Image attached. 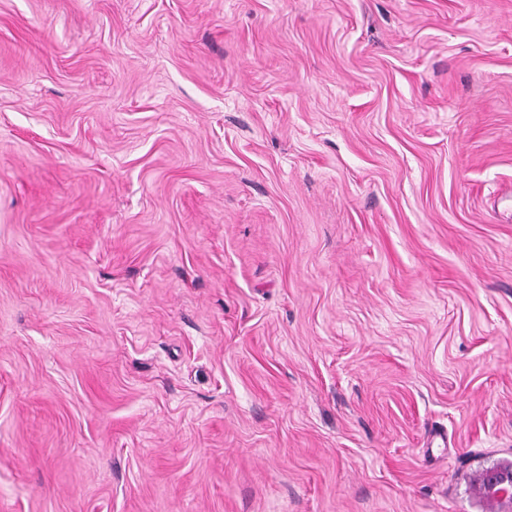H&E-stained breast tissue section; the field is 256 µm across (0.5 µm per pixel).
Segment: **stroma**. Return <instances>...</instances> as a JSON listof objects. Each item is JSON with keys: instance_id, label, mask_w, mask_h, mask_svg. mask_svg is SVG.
I'll use <instances>...</instances> for the list:
<instances>
[{"instance_id": "1", "label": "stroma", "mask_w": 512, "mask_h": 512, "mask_svg": "<svg viewBox=\"0 0 512 512\" xmlns=\"http://www.w3.org/2000/svg\"><path fill=\"white\" fill-rule=\"evenodd\" d=\"M512 0H0V512H503ZM492 471H500V472H512V462L502 461L496 462L487 467H483L481 471L477 472L473 478L474 484L477 486L479 494L482 499L487 502H502L503 500L510 499L512 497V476L504 477L503 479L497 474H493L489 481V489L495 492L496 496L492 495L487 488V476ZM508 502H512L506 500Z\"/></svg>"}]
</instances>
